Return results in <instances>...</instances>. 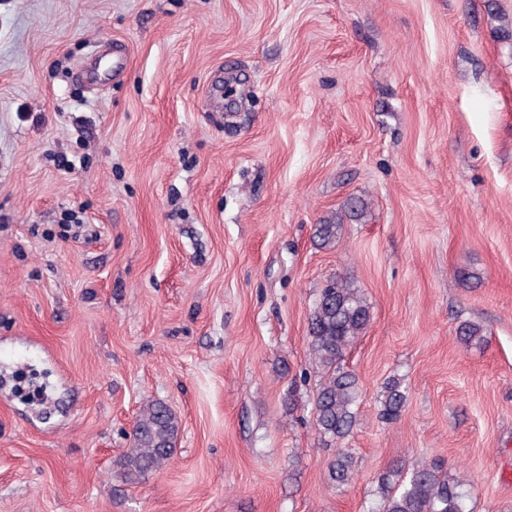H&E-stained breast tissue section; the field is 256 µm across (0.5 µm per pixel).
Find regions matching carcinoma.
<instances>
[{"label":"carcinoma","mask_w":512,"mask_h":512,"mask_svg":"<svg viewBox=\"0 0 512 512\" xmlns=\"http://www.w3.org/2000/svg\"><path fill=\"white\" fill-rule=\"evenodd\" d=\"M343 224L341 217L317 225L320 245L336 242ZM371 319L370 306L360 289L343 278H333L321 289L309 321V348L323 370V382L313 404L314 425L319 434L334 441L351 432L358 415L360 387L357 376L344 367L348 349ZM407 401V387L399 378L383 386L380 415L387 422L397 420ZM178 420L162 402L146 405L132 431V447L121 460L123 476L137 481L162 468L172 457L178 436ZM353 456L339 450L328 465V480L347 483L352 475ZM378 499L368 512H465L470 491L465 481L448 477L443 467L423 463L411 472L400 467L378 479Z\"/></svg>","instance_id":"carcinoma-1"}]
</instances>
